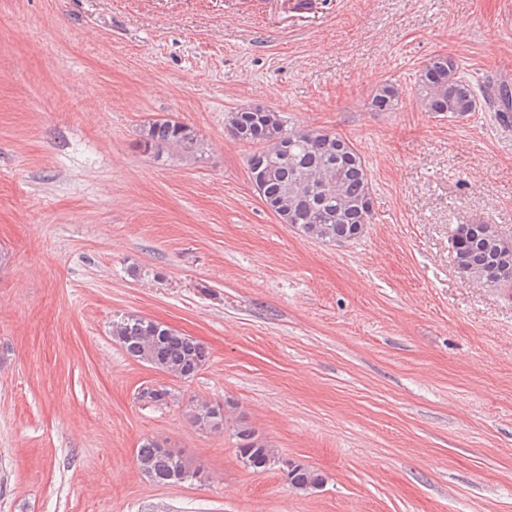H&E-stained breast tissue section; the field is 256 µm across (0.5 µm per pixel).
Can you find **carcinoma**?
<instances>
[{
    "label": "carcinoma",
    "mask_w": 512,
    "mask_h": 512,
    "mask_svg": "<svg viewBox=\"0 0 512 512\" xmlns=\"http://www.w3.org/2000/svg\"><path fill=\"white\" fill-rule=\"evenodd\" d=\"M419 86V103L426 112L460 118L478 107L475 85L460 75L457 62L448 55L428 60L420 71ZM481 94L498 105L496 118L501 123H512V90L503 86ZM397 102V87L385 83L373 91L370 106L387 112ZM225 128L233 139L256 146L247 162L261 171L264 196L286 211V223L305 237L325 243L348 242L363 234L373 215L372 187L365 161L349 140L327 130L290 127L280 112L267 106L228 113ZM140 144L147 149L167 146L193 153L198 135L176 120H150L140 128ZM311 183L321 186L322 192L309 195ZM452 249L462 276L487 288H503L507 279L496 275L493 265L501 255L512 257L511 238L490 224H459ZM112 338L133 359L178 379L196 376L208 360L199 341L139 315L113 320ZM187 414L201 430L224 432L227 417L218 403L192 404ZM234 436L244 467L266 471L282 466V456L252 427L241 422ZM136 462L149 480L161 485L181 483L198 474L182 457L153 440L140 445ZM288 482L296 490L310 492L321 487L324 478L316 469L297 464L288 471Z\"/></svg>",
    "instance_id": "1"
}]
</instances>
